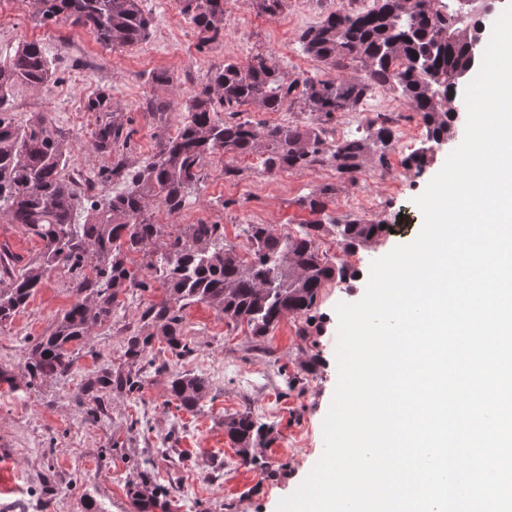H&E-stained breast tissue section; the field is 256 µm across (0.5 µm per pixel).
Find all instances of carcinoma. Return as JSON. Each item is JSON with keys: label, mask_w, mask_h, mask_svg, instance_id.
Instances as JSON below:
<instances>
[{"label": "carcinoma", "mask_w": 512, "mask_h": 512, "mask_svg": "<svg viewBox=\"0 0 512 512\" xmlns=\"http://www.w3.org/2000/svg\"><path fill=\"white\" fill-rule=\"evenodd\" d=\"M224 2L176 0L202 44L224 38ZM32 5L42 21L63 15L114 48L137 46L150 35L151 20L140 0H32ZM481 16L482 0H448L444 8L433 0H374L366 10L342 5L299 35L306 54L336 69L333 80L285 78L272 58L260 53L245 64L224 62L189 99L176 133L160 136L152 156L136 170L122 162L112 166L124 190L91 200L82 224L77 214L83 202L66 172V147L45 120L19 125L9 115L16 86H49L55 63L32 41L0 55V214L43 244L38 261L0 288V324L26 307L49 269L70 270L76 295L50 335L30 346L25 363L30 379L68 374L76 362L70 345L86 340L112 317L125 289L149 287L143 275L125 267L129 253L157 256L146 269L162 283L166 298L145 316L161 323L167 346L178 357L192 353L183 339L181 309L193 302L216 306L227 323L246 325L255 338L266 336L290 313L310 320L320 288L354 276L346 263H334L319 250V240L333 234L337 244L352 251L382 236L384 221L326 214V198L333 192L327 186L300 200L315 219L298 230L281 233L269 224H242V241L233 243L221 224H187L178 230L157 224L151 206L158 202L169 213H180L206 160L216 154L227 157L228 177L238 173L230 162L254 154L270 172L331 166L344 181L353 180L366 162L388 167L394 131L387 118L371 117L360 137L339 144L329 139L330 124L358 110L375 89L402 99L420 117L427 140L448 136L455 112L442 101L456 95L475 67L470 44L481 29ZM244 107L298 109L314 119L259 125L239 118ZM131 136L115 119L101 121L93 132L103 153ZM151 344L150 336L130 339L127 372L114 380L105 373L96 385L106 390L115 383L129 392L140 388L138 363ZM207 390L202 376H171L170 398L186 411L196 409ZM224 433L249 466L254 459L248 448L262 442L267 429L244 411L224 419Z\"/></svg>", "instance_id": "1"}]
</instances>
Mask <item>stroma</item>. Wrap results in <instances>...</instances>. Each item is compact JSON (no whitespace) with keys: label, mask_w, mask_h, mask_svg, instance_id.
<instances>
[{"label":"stroma","mask_w":512,"mask_h":512,"mask_svg":"<svg viewBox=\"0 0 512 512\" xmlns=\"http://www.w3.org/2000/svg\"><path fill=\"white\" fill-rule=\"evenodd\" d=\"M339 2L285 0L283 9L269 16L257 11L254 0H227L223 40L201 48L175 0H142L152 19L149 39L140 48L104 54L94 50L90 30L66 19L43 23L28 0H0V50L35 40L57 64L49 87L15 89L10 114L23 124L45 119L51 134L69 148L68 172L81 194L112 192L113 163L138 167L154 152L160 134L176 130L190 96L224 61L243 63L262 53L284 75H296L304 65L315 78H335V70L303 52L298 37ZM176 41L188 45V54H173ZM157 70L172 74L173 84L148 82ZM100 92L108 94L114 118L134 131L127 144L109 153L99 152L92 137L101 113L83 109L86 99ZM151 97L167 100L168 111H146ZM455 147L451 141L431 153L420 171L404 169V152L391 147L389 168L364 165L362 178L353 182L340 181L322 167L269 173L254 156L237 161L239 173L229 178L225 157H211L188 207L168 216V223L220 224L230 241L243 224L294 231L310 218L300 198L331 186V216L382 219L395 227L349 254L335 236L323 237L322 250L344 256L353 278L321 288L311 319L286 315L263 338L226 323L216 307L194 302L182 310L184 336L194 351L175 356L157 323L145 316L165 297L156 281L121 295L111 320L93 328L77 347L71 373L33 381L24 369L29 346L49 335L75 300L71 272L49 271L26 308L0 326V369L14 378L13 384L0 383V512H161L150 495H133L141 465L148 466L152 486L165 493L172 512H277L280 500L297 489L324 450L322 424L338 381L335 308L363 297L372 261L417 237L423 217L414 200ZM371 172L375 180L365 181ZM361 193L376 197L377 205H356ZM41 247L0 215V257L7 259L0 264L1 280L37 260ZM148 335L153 365L136 394L108 390L95 401L78 399L80 388L100 370L124 368L130 337ZM173 373L204 376L210 398L190 412L177 408L168 393ZM244 410L270 427L266 443L250 450L258 460L254 467L242 465L224 432L225 418Z\"/></svg>","instance_id":"1"}]
</instances>
